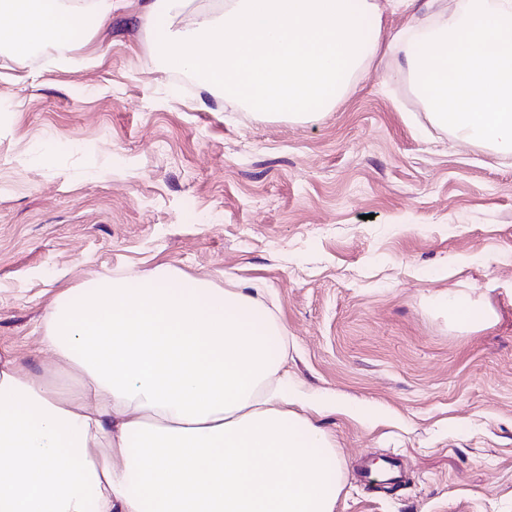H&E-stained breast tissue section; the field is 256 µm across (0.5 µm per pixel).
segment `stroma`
<instances>
[{"label": "stroma", "mask_w": 512, "mask_h": 512, "mask_svg": "<svg viewBox=\"0 0 512 512\" xmlns=\"http://www.w3.org/2000/svg\"><path fill=\"white\" fill-rule=\"evenodd\" d=\"M119 0L94 38L0 49V348L40 372L55 294L165 265L258 293L336 450V512H512V157L429 122L386 50L312 122L167 69ZM489 313L459 327L435 303ZM399 457V484L360 483Z\"/></svg>", "instance_id": "35a3bbf8"}]
</instances>
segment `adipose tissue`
Instances as JSON below:
<instances>
[{
  "mask_svg": "<svg viewBox=\"0 0 512 512\" xmlns=\"http://www.w3.org/2000/svg\"><path fill=\"white\" fill-rule=\"evenodd\" d=\"M114 0H0V47L26 54L112 21ZM164 61L265 117L329 111L377 58L378 0H146ZM429 121L512 157V0H463L398 33ZM53 366L0 348V512H335L342 473L296 411L287 338L244 287L168 267L61 291Z\"/></svg>",
  "mask_w": 512,
  "mask_h": 512,
  "instance_id": "obj_1",
  "label": "adipose tissue"
}]
</instances>
